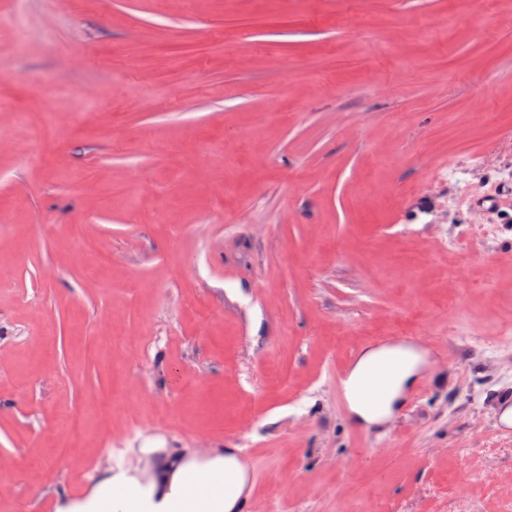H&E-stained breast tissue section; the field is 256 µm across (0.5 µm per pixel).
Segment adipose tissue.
<instances>
[{
    "instance_id": "1",
    "label": "adipose tissue",
    "mask_w": 512,
    "mask_h": 512,
    "mask_svg": "<svg viewBox=\"0 0 512 512\" xmlns=\"http://www.w3.org/2000/svg\"><path fill=\"white\" fill-rule=\"evenodd\" d=\"M417 356L391 355L382 348L362 352L350 376V405L359 419L376 422L386 417L394 403L412 384ZM381 369L380 385L386 396L381 406H373L366 379ZM148 483H140L131 467L105 468L92 492L77 498L60 496L55 512H240L247 486L234 449H213L203 461L187 460L176 452L159 457L151 466ZM236 483L234 494L224 492L225 477Z\"/></svg>"
}]
</instances>
